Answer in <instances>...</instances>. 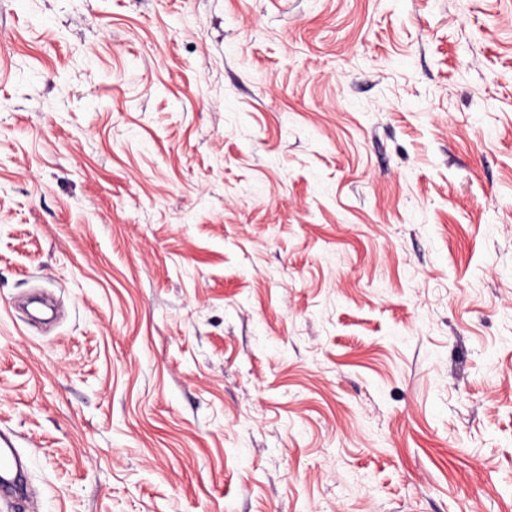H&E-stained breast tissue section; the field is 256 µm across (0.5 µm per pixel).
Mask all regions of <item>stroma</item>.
Here are the masks:
<instances>
[{
    "mask_svg": "<svg viewBox=\"0 0 512 512\" xmlns=\"http://www.w3.org/2000/svg\"><path fill=\"white\" fill-rule=\"evenodd\" d=\"M0 512H512V0H0Z\"/></svg>",
    "mask_w": 512,
    "mask_h": 512,
    "instance_id": "1",
    "label": "stroma"
}]
</instances>
